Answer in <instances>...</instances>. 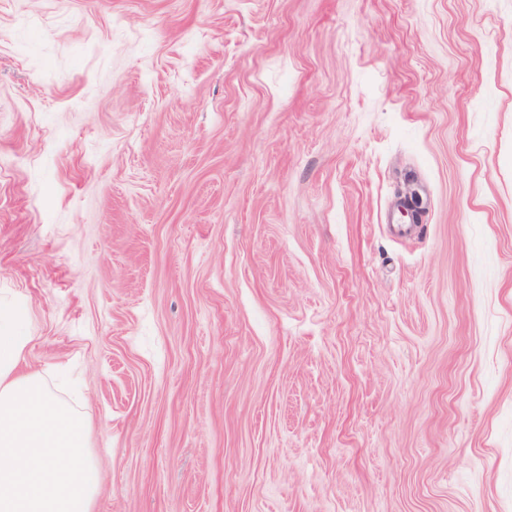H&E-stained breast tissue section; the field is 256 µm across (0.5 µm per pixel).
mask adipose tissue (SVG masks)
<instances>
[{
	"mask_svg": "<svg viewBox=\"0 0 512 512\" xmlns=\"http://www.w3.org/2000/svg\"><path fill=\"white\" fill-rule=\"evenodd\" d=\"M27 310L0 304V512H94L88 425L26 363Z\"/></svg>",
	"mask_w": 512,
	"mask_h": 512,
	"instance_id": "adipose-tissue-1",
	"label": "adipose tissue"
}]
</instances>
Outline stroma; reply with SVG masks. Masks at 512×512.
Returning <instances> with one entry per match:
<instances>
[{"mask_svg":"<svg viewBox=\"0 0 512 512\" xmlns=\"http://www.w3.org/2000/svg\"><path fill=\"white\" fill-rule=\"evenodd\" d=\"M1 300L95 512H512V0H0Z\"/></svg>","mask_w":512,"mask_h":512,"instance_id":"stroma-1","label":"stroma"}]
</instances>
